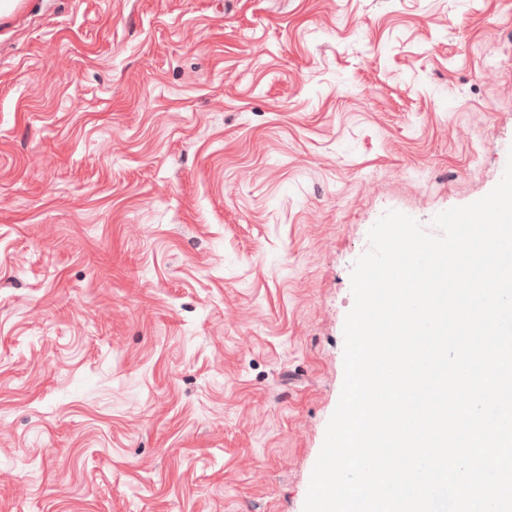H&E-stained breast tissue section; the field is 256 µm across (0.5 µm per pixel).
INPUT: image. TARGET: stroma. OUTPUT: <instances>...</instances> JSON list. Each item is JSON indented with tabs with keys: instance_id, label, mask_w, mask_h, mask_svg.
I'll use <instances>...</instances> for the list:
<instances>
[{
	"instance_id": "1",
	"label": "stroma",
	"mask_w": 512,
	"mask_h": 512,
	"mask_svg": "<svg viewBox=\"0 0 512 512\" xmlns=\"http://www.w3.org/2000/svg\"><path fill=\"white\" fill-rule=\"evenodd\" d=\"M512 153V0H0V512H303L351 270Z\"/></svg>"
}]
</instances>
